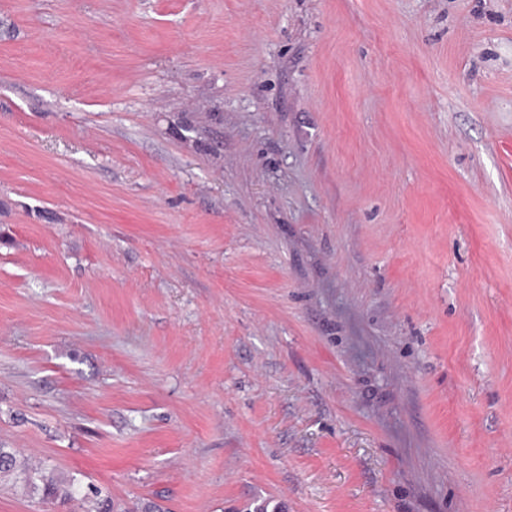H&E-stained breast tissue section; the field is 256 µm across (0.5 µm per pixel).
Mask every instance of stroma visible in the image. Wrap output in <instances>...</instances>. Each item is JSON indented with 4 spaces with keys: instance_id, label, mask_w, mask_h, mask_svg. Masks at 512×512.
<instances>
[{
    "instance_id": "obj_1",
    "label": "stroma",
    "mask_w": 512,
    "mask_h": 512,
    "mask_svg": "<svg viewBox=\"0 0 512 512\" xmlns=\"http://www.w3.org/2000/svg\"><path fill=\"white\" fill-rule=\"evenodd\" d=\"M1 444L117 512H512V0H0Z\"/></svg>"
}]
</instances>
